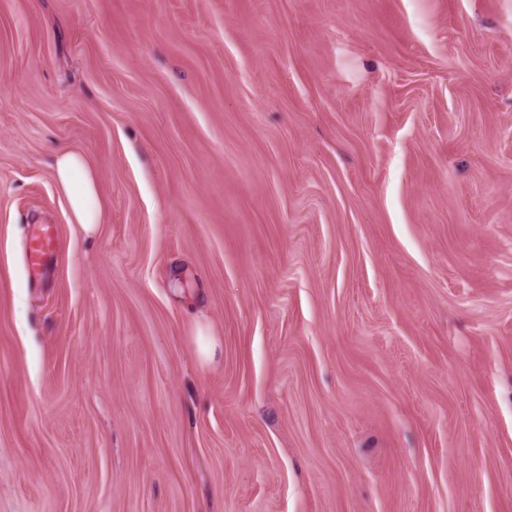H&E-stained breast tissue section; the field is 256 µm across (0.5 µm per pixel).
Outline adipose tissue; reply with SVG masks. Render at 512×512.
Wrapping results in <instances>:
<instances>
[{"mask_svg":"<svg viewBox=\"0 0 512 512\" xmlns=\"http://www.w3.org/2000/svg\"><path fill=\"white\" fill-rule=\"evenodd\" d=\"M52 175L68 202L72 223L77 224L83 233H92L103 215L95 168L82 154L63 150L54 158Z\"/></svg>","mask_w":512,"mask_h":512,"instance_id":"ef3b65f1","label":"adipose tissue"}]
</instances>
